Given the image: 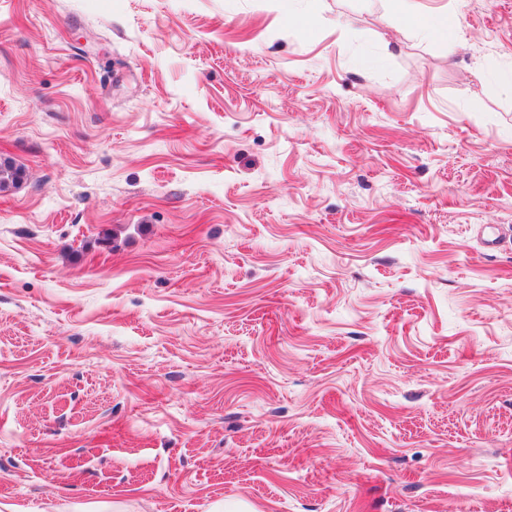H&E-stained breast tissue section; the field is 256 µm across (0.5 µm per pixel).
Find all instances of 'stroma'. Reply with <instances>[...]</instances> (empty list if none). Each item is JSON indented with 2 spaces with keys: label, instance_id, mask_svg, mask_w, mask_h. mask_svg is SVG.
I'll return each instance as SVG.
<instances>
[{
  "label": "stroma",
  "instance_id": "obj_1",
  "mask_svg": "<svg viewBox=\"0 0 512 512\" xmlns=\"http://www.w3.org/2000/svg\"><path fill=\"white\" fill-rule=\"evenodd\" d=\"M0 0V512H512V0ZM395 4L397 13L405 18L406 22L413 28L422 31L428 36L441 32L445 29L450 33L456 28L451 19L448 21H434L428 16L423 15L417 9L414 0H392Z\"/></svg>",
  "mask_w": 512,
  "mask_h": 512
}]
</instances>
